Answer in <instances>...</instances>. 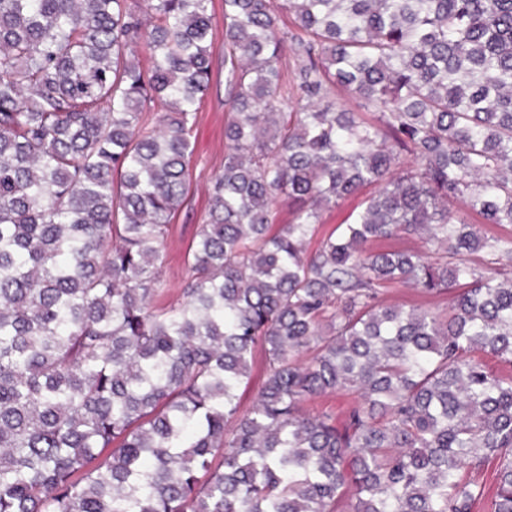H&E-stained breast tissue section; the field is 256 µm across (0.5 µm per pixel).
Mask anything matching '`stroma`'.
I'll return each mask as SVG.
<instances>
[{
    "instance_id": "1",
    "label": "stroma",
    "mask_w": 512,
    "mask_h": 512,
    "mask_svg": "<svg viewBox=\"0 0 512 512\" xmlns=\"http://www.w3.org/2000/svg\"><path fill=\"white\" fill-rule=\"evenodd\" d=\"M213 78L198 113L195 151L189 161V190L183 208L171 222L170 244L162 275L165 301L182 299L188 258L198 224L204 223L209 201L207 187L224 166V0H213Z\"/></svg>"
}]
</instances>
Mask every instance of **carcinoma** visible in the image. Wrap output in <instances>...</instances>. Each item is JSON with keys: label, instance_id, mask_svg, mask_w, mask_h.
<instances>
[{"label": "carcinoma", "instance_id": "cac0c4a2", "mask_svg": "<svg viewBox=\"0 0 512 512\" xmlns=\"http://www.w3.org/2000/svg\"><path fill=\"white\" fill-rule=\"evenodd\" d=\"M211 6L0 0V512H512V233L451 209L512 227V0H224V167L166 305ZM373 191L372 187H365L357 196L351 197L343 202H340L335 208H331L323 212L319 234L315 240L312 241L309 250H314L317 247V241L323 236L330 233L336 224H340L348 214L362 201L367 195ZM454 295V292H450L446 295L430 299L421 296L416 290L412 288L398 287L390 291V293L388 294V300L390 302L403 305L407 309L415 304H426L429 302L431 303V305L434 304L439 305L440 307H445L446 305L450 304ZM265 368L266 363L263 355L259 352L256 353L252 362L250 385L241 397V403L243 407H248L252 403L255 395L261 388L265 377Z\"/></svg>", "mask_w": 512, "mask_h": 512}]
</instances>
